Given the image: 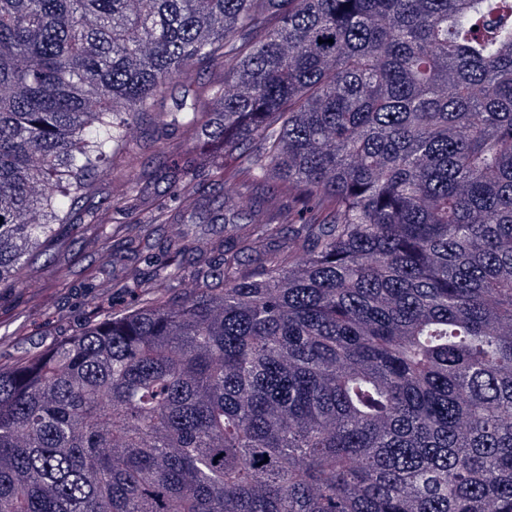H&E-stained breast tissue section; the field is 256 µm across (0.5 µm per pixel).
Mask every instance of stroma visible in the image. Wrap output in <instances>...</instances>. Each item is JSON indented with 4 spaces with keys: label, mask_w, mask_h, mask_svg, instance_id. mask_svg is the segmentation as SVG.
Instances as JSON below:
<instances>
[{
    "label": "stroma",
    "mask_w": 512,
    "mask_h": 512,
    "mask_svg": "<svg viewBox=\"0 0 512 512\" xmlns=\"http://www.w3.org/2000/svg\"><path fill=\"white\" fill-rule=\"evenodd\" d=\"M151 122H144L135 135L130 154L110 162L106 174L97 177L83 206L110 210L121 193L120 177L136 169L149 200L168 199L167 182L162 173L172 160L183 156L184 135L173 131L156 139ZM92 224H60L56 237L43 255L27 264L28 276L19 289L0 288V354L25 357L48 344L78 333L88 297L104 304H125L112 279L116 273L105 249L95 245Z\"/></svg>",
    "instance_id": "obj_1"
}]
</instances>
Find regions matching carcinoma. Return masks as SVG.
I'll return each mask as SVG.
<instances>
[{"label":"carcinoma","instance_id":"carcinoma-1","mask_svg":"<svg viewBox=\"0 0 512 512\" xmlns=\"http://www.w3.org/2000/svg\"><path fill=\"white\" fill-rule=\"evenodd\" d=\"M186 69L224 240L0 361V512H512V0H0V287Z\"/></svg>","mask_w":512,"mask_h":512}]
</instances>
